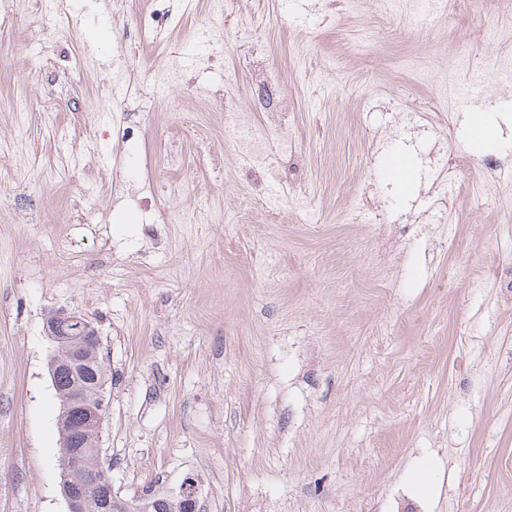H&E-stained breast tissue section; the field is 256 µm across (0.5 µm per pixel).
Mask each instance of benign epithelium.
I'll return each mask as SVG.
<instances>
[{"mask_svg": "<svg viewBox=\"0 0 512 512\" xmlns=\"http://www.w3.org/2000/svg\"><path fill=\"white\" fill-rule=\"evenodd\" d=\"M45 334L52 343L49 359L51 379L64 367L86 365L100 351V338L89 317L78 312L57 311L44 323ZM105 379L76 384L71 390L56 391L60 402L58 429L62 453L60 493L65 512H87L88 487H99L100 508L106 512H150L164 507L169 512H198L197 487L186 480L178 491L147 505L144 500H127L112 491L109 468L101 461L88 465V453L75 451V442L83 448L100 449V432L106 417Z\"/></svg>", "mask_w": 512, "mask_h": 512, "instance_id": "benign-epithelium-1", "label": "benign epithelium"}]
</instances>
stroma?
<instances>
[{
    "instance_id": "obj_1",
    "label": "stroma",
    "mask_w": 512,
    "mask_h": 512,
    "mask_svg": "<svg viewBox=\"0 0 512 512\" xmlns=\"http://www.w3.org/2000/svg\"><path fill=\"white\" fill-rule=\"evenodd\" d=\"M147 2L69 0L51 25L49 0H0V512L66 510L61 309L100 334L122 498L190 479L201 512H512V91L489 93L486 151L469 73L440 90L462 50L494 66L512 0H226L220 41L209 0H173L135 54ZM258 59L295 107L260 198L224 138L229 112L263 118ZM467 119V127L466 132L470 137L472 136V132L476 129L479 130V139H474L475 141H479L484 145L485 149L493 148L497 143V125L495 120L482 113L479 115L478 119H474V116H466ZM475 124V126L473 125Z\"/></svg>"
}]
</instances>
